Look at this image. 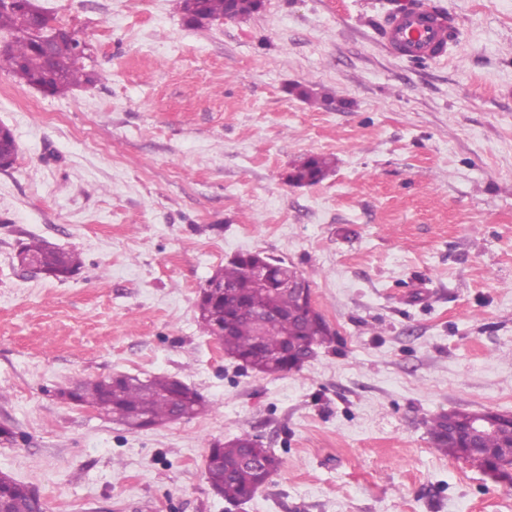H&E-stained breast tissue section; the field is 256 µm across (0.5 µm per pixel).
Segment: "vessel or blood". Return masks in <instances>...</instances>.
Returning a JSON list of instances; mask_svg holds the SVG:
<instances>
[{
    "instance_id": "b4317fda",
    "label": "vessel or blood",
    "mask_w": 512,
    "mask_h": 512,
    "mask_svg": "<svg viewBox=\"0 0 512 512\" xmlns=\"http://www.w3.org/2000/svg\"><path fill=\"white\" fill-rule=\"evenodd\" d=\"M456 38V26L432 0H414L397 8L381 30V41L390 53L422 60L446 56Z\"/></svg>"
}]
</instances>
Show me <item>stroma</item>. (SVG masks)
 <instances>
[{
    "mask_svg": "<svg viewBox=\"0 0 512 512\" xmlns=\"http://www.w3.org/2000/svg\"><path fill=\"white\" fill-rule=\"evenodd\" d=\"M38 2L102 79L49 96L0 67V472L46 512H512L424 425L512 414V0H433L460 30L435 61L385 50L396 0L200 27L180 0ZM314 155L327 176L291 182ZM34 237L79 273L31 276ZM241 252L301 272L336 333L300 371L257 374L200 330V288ZM115 373L209 410L135 431L58 395ZM245 431L283 465L232 505L204 457Z\"/></svg>",
    "mask_w": 512,
    "mask_h": 512,
    "instance_id": "1",
    "label": "stroma"
}]
</instances>
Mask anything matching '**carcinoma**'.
I'll return each instance as SVG.
<instances>
[{
    "label": "carcinoma",
    "instance_id": "carcinoma-1",
    "mask_svg": "<svg viewBox=\"0 0 512 512\" xmlns=\"http://www.w3.org/2000/svg\"><path fill=\"white\" fill-rule=\"evenodd\" d=\"M260 7V0H236L230 6L226 0H182L181 10L187 22L202 26L233 11L237 17L249 16ZM44 11L35 0H23L20 5L0 0V32L5 30L12 36L7 44L3 63L25 84L39 85L48 95H61L81 84H91L101 79L95 70L74 61L79 40L62 36L52 42L54 62H49L41 49L40 40L44 24L51 18L41 19ZM331 170V161L325 156H312L297 167L290 176L296 184H316ZM35 260L48 277L63 281L74 275L81 267L77 253L53 247L43 239L27 244L19 252V261ZM213 281H222L239 291L240 299L251 310H262L272 305L288 313L285 318L268 322L262 331H257L247 316L240 314L229 327H224V301L202 299L197 302L199 325L202 333L215 339L229 358L243 357L250 369L264 375H283L291 372L284 359L277 357L285 340L297 339L306 346L315 348L333 342L329 325L323 315L314 310L302 309L299 299L288 293L277 296L266 288L258 287L243 262L230 261L218 268ZM61 397L77 405L92 408L129 428L134 417L143 414L153 426L171 421L178 407L185 409L192 418L206 410L205 401L187 385L170 376H153L144 380L137 376L115 375L112 377L88 378L74 387L61 392ZM447 415L440 413L426 421L434 449L464 460L485 471L512 465L504 455L463 454L457 443L466 441L467 433L461 424L446 428ZM251 434L245 432L225 442H214L224 462L231 464L249 444ZM483 448L512 447V420L504 419L496 429L486 434ZM207 482L221 488L225 501L238 502L246 495H253L262 486L261 476L252 468L238 467L232 470L211 467L206 472ZM0 493L8 496L20 512H43L44 503L31 493V488L0 472Z\"/></svg>",
    "mask_w": 512,
    "mask_h": 512
}]
</instances>
